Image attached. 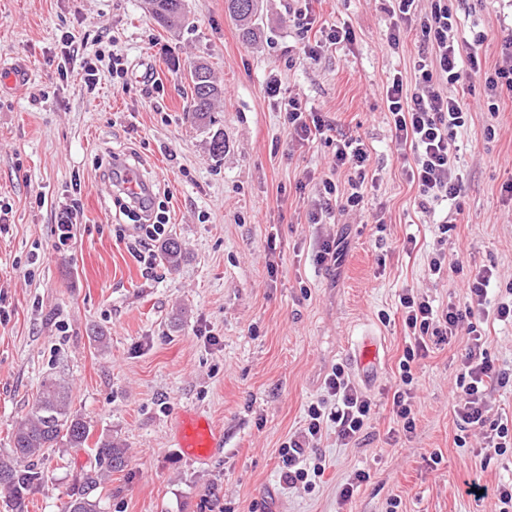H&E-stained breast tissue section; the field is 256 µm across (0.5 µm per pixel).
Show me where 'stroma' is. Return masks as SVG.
<instances>
[{"mask_svg":"<svg viewBox=\"0 0 512 512\" xmlns=\"http://www.w3.org/2000/svg\"><path fill=\"white\" fill-rule=\"evenodd\" d=\"M392 0H315L320 26L348 27L353 41L313 62L292 18L298 0H260L261 34L242 41L224 0H186L178 27L159 26L145 0H0V60L26 79L0 83V454L34 406L44 378L65 379L74 409L90 425L83 447L48 449V482L28 512H61L97 466L110 438L128 448L122 470L93 496L100 512H498L494 491L512 462L460 430L451 403L468 342L431 349L415 369L413 433L394 424L389 399L408 338L396 312L403 289L437 304L465 305L469 280L491 269L512 281V97L490 100L476 77L448 86L462 99L455 129L457 201L418 207L417 187L391 141L385 87L413 78L420 31L389 47ZM456 39L473 45L482 69L502 64L512 0H448ZM80 56L122 55L125 88L102 75L88 91L80 71L59 78L63 33ZM207 63L223 95L204 127L189 115L190 69ZM277 75L308 111L330 124L327 138L295 140ZM223 135L224 153L210 143ZM361 138L369 159L365 204L322 211L324 179L347 189L330 167L335 140ZM123 156L162 193L176 268L145 269L120 238L128 201L113 196L111 161ZM80 194L83 218L65 246L55 213ZM457 219L448 236L439 224ZM414 247H406L407 237ZM339 244L335 268L315 260L322 240ZM463 271L434 275L437 247ZM106 337L99 346L98 337ZM383 343L380 361L359 370L350 350ZM344 366L376 407L361 439L343 445L325 429L313 455L314 486L288 488L279 448L299 432L324 380ZM189 411L209 415L224 446L205 459L178 448L175 426ZM371 479L349 501L340 490L355 470ZM485 486L475 499L468 482Z\"/></svg>","mask_w":512,"mask_h":512,"instance_id":"35a3bbf8","label":"stroma"}]
</instances>
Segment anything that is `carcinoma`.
<instances>
[{"label": "carcinoma", "mask_w": 512, "mask_h": 512, "mask_svg": "<svg viewBox=\"0 0 512 512\" xmlns=\"http://www.w3.org/2000/svg\"><path fill=\"white\" fill-rule=\"evenodd\" d=\"M150 14L160 24L172 28L186 16L185 0H147ZM224 8L238 23L242 39L256 41L260 34L259 0H224ZM193 88L190 112L200 122L211 120L215 101L223 94L210 68L204 63L192 67ZM181 258V248L174 239L165 243L161 260L173 267ZM90 426L72 410L66 387L52 377L43 380L35 407L16 426L10 453L0 455V493L9 498L13 512H24L25 499L35 487L47 482V474L31 467L30 462L45 450L60 443L72 448L86 443ZM128 449L110 439L100 443L98 456L106 464L104 471H91L84 478L80 492L71 495L63 512H99L91 492L105 474L119 471L127 462Z\"/></svg>", "instance_id": "1"}]
</instances>
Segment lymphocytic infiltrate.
Here are the masks:
<instances>
[{
	"mask_svg": "<svg viewBox=\"0 0 512 512\" xmlns=\"http://www.w3.org/2000/svg\"><path fill=\"white\" fill-rule=\"evenodd\" d=\"M397 19L390 28L387 41L398 46L412 26H419L424 41L414 61L415 86L407 88L402 74H394L385 88L387 109L391 115V141L397 151H410L413 163L409 177L418 188L420 205L435 200H452L464 190L461 177L455 170V155L449 131L465 124L463 103L448 96L447 86L459 83L464 69L483 76L484 90L489 98L502 92L512 93V35L501 41L505 66L482 70L477 55L470 46L459 43L453 35L456 20L445 0H433L428 14H420L417 0H396ZM368 150L361 139L339 141L332 156L333 169L351 173L347 193H338L336 184L323 183L325 207L349 212L364 205L363 186L366 180L365 163ZM143 205H136L130 215L137 219ZM169 218L164 208L152 213L149 223H139L131 244L140 263L152 267L156 247L168 235ZM494 279L489 269L477 271L469 286L470 303L465 307L436 306L426 295L406 290L399 297L398 309L402 323L413 341L404 349L399 362V381L391 401L394 421L403 432L415 429L414 380L417 361L429 348L449 343L459 335H467L469 343L461 360L460 374L452 398V410L463 430L482 434L496 455L512 456V420L492 419L486 414V401L496 389L512 384V372L497 368L490 359L479 329L485 318L512 324V282L507 283L506 299L494 308H487L488 289ZM329 403H313L307 409L303 429L289 437L279 450L281 478L288 487L312 486L323 472L321 464L308 461V451L316 447L326 426H333L343 444L359 440L368 425L373 400L353 384L344 367L333 368L325 380Z\"/></svg>",
	"mask_w": 512,
	"mask_h": 512,
	"instance_id": "1",
	"label": "lymphocytic infiltrate"
}]
</instances>
